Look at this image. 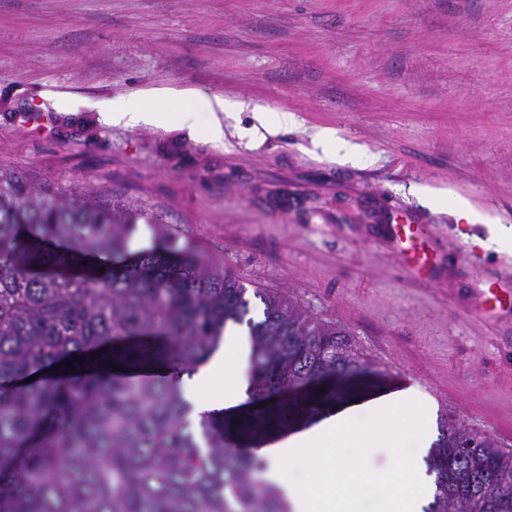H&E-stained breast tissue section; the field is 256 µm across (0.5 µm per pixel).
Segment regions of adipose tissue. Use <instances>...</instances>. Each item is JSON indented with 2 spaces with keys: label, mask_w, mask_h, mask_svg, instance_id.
<instances>
[{
  "label": "adipose tissue",
  "mask_w": 512,
  "mask_h": 512,
  "mask_svg": "<svg viewBox=\"0 0 512 512\" xmlns=\"http://www.w3.org/2000/svg\"><path fill=\"white\" fill-rule=\"evenodd\" d=\"M166 99V94L160 93L145 102L120 100L112 104L106 118L130 127L150 126ZM177 99L181 107L171 113L173 122L190 124L196 113H208L209 140L223 142L229 102L195 89L180 91ZM248 352L244 338L225 336L220 354L195 379L215 384L230 376L234 382L225 386L223 394L199 402L197 412L245 401ZM427 422V408L412 388L386 401L351 404L259 448V455L268 462L264 477L282 489L291 512H359V489L368 483L382 490L377 512H423L435 492L419 464L432 442ZM382 447L395 451L394 465L380 472L366 470L360 461L361 451Z\"/></svg>",
  "instance_id": "ef3b65f1"
}]
</instances>
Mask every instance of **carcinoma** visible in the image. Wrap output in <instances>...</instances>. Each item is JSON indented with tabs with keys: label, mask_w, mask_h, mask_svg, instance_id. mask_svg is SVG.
I'll use <instances>...</instances> for the list:
<instances>
[{
	"label": "carcinoma",
	"mask_w": 512,
	"mask_h": 512,
	"mask_svg": "<svg viewBox=\"0 0 512 512\" xmlns=\"http://www.w3.org/2000/svg\"><path fill=\"white\" fill-rule=\"evenodd\" d=\"M139 215L0 168V512H290L253 449L385 372L278 291L254 289L256 320L232 271L167 240L132 248ZM243 322L248 393L268 405L193 418L181 376ZM428 465L425 512H512V450L452 414Z\"/></svg>",
	"instance_id": "obj_1"
}]
</instances>
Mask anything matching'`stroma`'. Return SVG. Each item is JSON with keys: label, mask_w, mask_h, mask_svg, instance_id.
<instances>
[{"label": "stroma", "mask_w": 512, "mask_h": 512, "mask_svg": "<svg viewBox=\"0 0 512 512\" xmlns=\"http://www.w3.org/2000/svg\"><path fill=\"white\" fill-rule=\"evenodd\" d=\"M186 88L238 104L223 142L203 112L191 130L102 117ZM257 105L294 121L238 137ZM0 167L143 211L134 246L163 228L284 292L345 327L386 393L417 387L512 449V341L467 312L477 274H512V249L474 244L512 225V0H0ZM403 212L434 245L429 279L387 244Z\"/></svg>", "instance_id": "1"}]
</instances>
